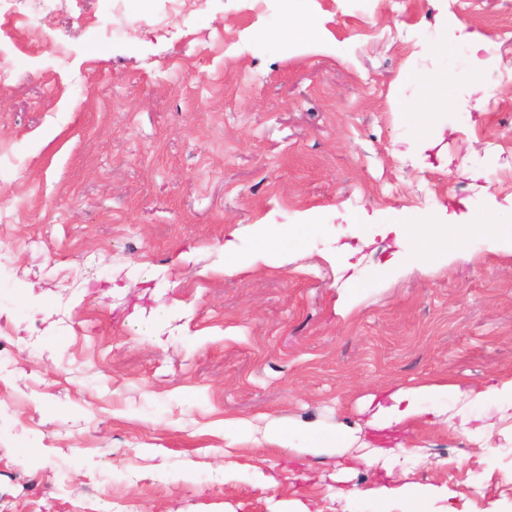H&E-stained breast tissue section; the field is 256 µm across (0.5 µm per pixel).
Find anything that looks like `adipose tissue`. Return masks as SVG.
Masks as SVG:
<instances>
[{"mask_svg": "<svg viewBox=\"0 0 512 512\" xmlns=\"http://www.w3.org/2000/svg\"><path fill=\"white\" fill-rule=\"evenodd\" d=\"M406 81L419 89V99L410 104L399 101V111L408 113L419 131H426L432 117L443 111L447 100L444 92L450 80L446 70H437L425 75L409 73ZM386 226L392 228L398 238L411 242L415 251L414 259L431 258L447 262L458 252L459 240L474 236L486 237L497 250L512 257L511 224H449L446 222L409 224L396 213L383 217ZM313 226L308 215H300L295 223L275 224L269 227L258 226L251 246L241 247L232 240L224 244V273L237 275L257 264L267 262L276 252L290 253L303 247ZM387 400L377 403L369 424L372 428L383 429L409 422L420 416L425 406L442 410L444 404L466 399L471 406L493 403L498 412L512 416V380L488 386L462 387L448 382H433L418 386H396L389 388ZM268 432L277 439L282 448L298 453H320L344 447L350 440L348 430L327 433L310 425L295 429L279 421H270ZM369 494L380 504H400L402 512H422L421 506L427 502L444 501L448 489L432 483L408 484L391 483L370 489Z\"/></svg>", "mask_w": 512, "mask_h": 512, "instance_id": "ef3b65f1", "label": "adipose tissue"}]
</instances>
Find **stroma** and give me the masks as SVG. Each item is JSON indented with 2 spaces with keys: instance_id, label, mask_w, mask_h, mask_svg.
I'll use <instances>...</instances> for the list:
<instances>
[{
  "instance_id": "35a3bbf8",
  "label": "stroma",
  "mask_w": 512,
  "mask_h": 512,
  "mask_svg": "<svg viewBox=\"0 0 512 512\" xmlns=\"http://www.w3.org/2000/svg\"><path fill=\"white\" fill-rule=\"evenodd\" d=\"M297 3L326 47L289 41L287 0H187L168 24L143 0L0 17V512H376L366 491L392 478L447 486L450 512H512L493 406L472 411L488 440L443 416L367 426L390 385L512 379V259L485 238L370 280L410 249L385 213L512 224V0H448L449 24L489 38L480 112L471 45L429 0ZM443 64L424 139L394 102L417 96L402 74ZM302 213V251L225 276L226 240ZM238 418L253 431L228 442ZM271 419L353 440L286 451Z\"/></svg>"
}]
</instances>
